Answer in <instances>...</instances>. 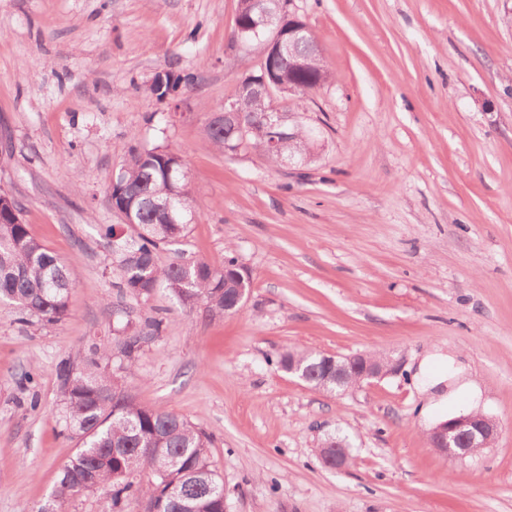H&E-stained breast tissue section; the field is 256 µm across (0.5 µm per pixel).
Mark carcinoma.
Masks as SVG:
<instances>
[{
	"label": "carcinoma",
	"instance_id": "cac0c4a2",
	"mask_svg": "<svg viewBox=\"0 0 512 512\" xmlns=\"http://www.w3.org/2000/svg\"><path fill=\"white\" fill-rule=\"evenodd\" d=\"M266 16L249 7L237 20L233 34L265 50L263 31L283 23L279 0L264 3ZM295 53L300 67L283 59L275 77L291 76L296 92L309 94L326 84L331 72L310 30L299 35ZM189 78L172 70L153 89L157 99L175 96ZM254 124L264 122L270 101L247 96L238 100ZM204 132L218 151L234 148L239 134L230 127L210 122L205 115ZM250 147L263 153L271 165L288 156V149L270 152L256 135ZM183 157L165 147L133 149L130 160L117 175V183L138 189L139 196L118 190L110 192L115 210L127 213L129 241L116 251L117 269L123 287L147 299L163 284L183 305L203 303L214 316L229 313L237 282L230 256L216 266L196 260L188 266L157 262V253L175 239L186 236L194 209L189 183L185 181ZM168 203L159 210L150 201ZM75 284L69 265L34 238L21 219V209L7 192L0 193V302H14L20 320L35 317L45 325L63 321L69 312L70 292ZM162 321L153 319L145 328L126 338L124 354L134 360L145 332L156 333ZM60 391L67 411V426L80 440L75 457L65 465L48 504L53 512H65L72 497L100 492L116 512L121 498L135 497L143 512H226L224 481L210 460V439L186 418L147 408L133 398L100 362L91 356L66 360L57 368Z\"/></svg>",
	"mask_w": 512,
	"mask_h": 512
}]
</instances>
